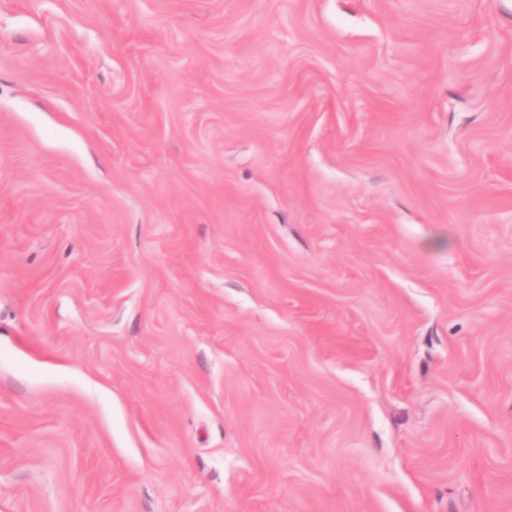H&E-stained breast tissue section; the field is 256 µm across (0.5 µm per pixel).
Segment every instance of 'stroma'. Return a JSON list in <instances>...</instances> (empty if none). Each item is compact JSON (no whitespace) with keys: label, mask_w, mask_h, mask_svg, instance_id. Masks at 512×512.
I'll use <instances>...</instances> for the list:
<instances>
[{"label":"stroma","mask_w":512,"mask_h":512,"mask_svg":"<svg viewBox=\"0 0 512 512\" xmlns=\"http://www.w3.org/2000/svg\"><path fill=\"white\" fill-rule=\"evenodd\" d=\"M0 512H512V0H0Z\"/></svg>","instance_id":"obj_1"}]
</instances>
